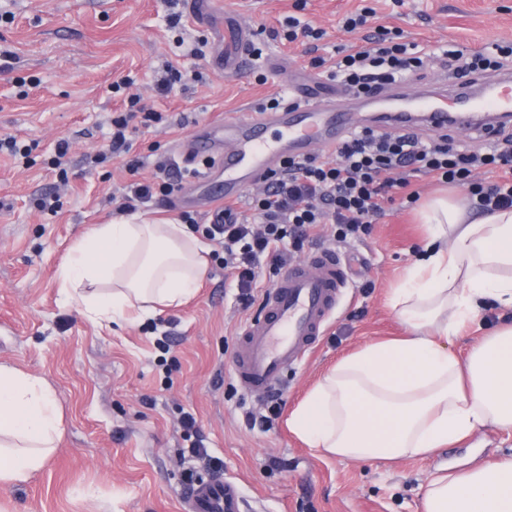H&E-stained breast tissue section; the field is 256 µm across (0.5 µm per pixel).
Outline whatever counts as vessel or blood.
Segmentation results:
<instances>
[{"label": "vessel or blood", "instance_id": "b4317fda", "mask_svg": "<svg viewBox=\"0 0 512 512\" xmlns=\"http://www.w3.org/2000/svg\"><path fill=\"white\" fill-rule=\"evenodd\" d=\"M254 36L251 26L225 15V72L249 68ZM480 83L477 98L420 91L381 96L375 102L376 121L407 129L421 119L434 132L463 129L489 136L494 118L512 113V70L483 75ZM288 98L275 110L205 125L181 146L182 159L204 155L212 160L207 172L193 181L198 198L235 202L245 188L279 173L287 160L334 150L358 126L354 108L338 103L335 92L324 90L321 82L291 85ZM273 127L279 133L271 140L267 132ZM351 278L347 262L331 249L309 255L280 274L265 292L260 314L240 327L234 375L247 391L265 395L288 366L313 349ZM182 503L184 512H243L245 497L237 483L213 480L190 485Z\"/></svg>", "mask_w": 512, "mask_h": 512}]
</instances>
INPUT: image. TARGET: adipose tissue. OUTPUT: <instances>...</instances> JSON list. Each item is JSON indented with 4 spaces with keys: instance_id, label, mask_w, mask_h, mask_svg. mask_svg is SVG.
Wrapping results in <instances>:
<instances>
[{
    "instance_id": "1",
    "label": "adipose tissue",
    "mask_w": 512,
    "mask_h": 512,
    "mask_svg": "<svg viewBox=\"0 0 512 512\" xmlns=\"http://www.w3.org/2000/svg\"><path fill=\"white\" fill-rule=\"evenodd\" d=\"M433 230L390 305L403 336L343 357L294 410L293 431L330 456L420 457L492 425L512 430V322L474 345L450 349L461 325L489 305L512 309V208L476 213L464 197L432 200ZM205 246L183 224L91 226L59 269L66 301L96 324L129 309L152 315L182 303L205 266ZM61 414L46 383L0 364V484L29 480L53 451ZM421 512H512V457L421 488Z\"/></svg>"
}]
</instances>
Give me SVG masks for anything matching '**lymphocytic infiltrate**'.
<instances>
[{"instance_id": "f902f5d3", "label": "lymphocytic infiltrate", "mask_w": 512, "mask_h": 512, "mask_svg": "<svg viewBox=\"0 0 512 512\" xmlns=\"http://www.w3.org/2000/svg\"><path fill=\"white\" fill-rule=\"evenodd\" d=\"M372 42L371 48L340 56L331 79L355 93L374 96L427 67L429 52L414 43L394 41L386 28H378ZM443 57L449 73L463 78L511 64L512 47L448 49ZM162 120V113L139 106L134 98L110 119L106 155L124 159L131 176L118 203L120 211L169 197L182 181L178 174L139 178L143 162L130 153L134 124L148 128ZM419 174L463 188L482 211L512 207V134L497 133L484 148L470 150L457 146L447 133L422 137L410 130H357L332 155L289 161L285 173L269 179L253 196L252 218H240L228 204L200 231L221 248L224 278L247 305L266 275H279L306 247L363 239L387 206H413L420 193L413 189L412 179Z\"/></svg>"}]
</instances>
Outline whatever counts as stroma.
<instances>
[{"instance_id":"1","label":"stroma","mask_w":512,"mask_h":512,"mask_svg":"<svg viewBox=\"0 0 512 512\" xmlns=\"http://www.w3.org/2000/svg\"><path fill=\"white\" fill-rule=\"evenodd\" d=\"M375 11L367 30H398L406 42L483 48L512 45V0H214L206 22L185 0H0V134L30 145V164L0 155V364L40 377L60 408L53 453L24 483L0 484V512H181L188 481L214 478L192 461L180 425L193 413L209 455L224 465L259 512H419L421 484L512 454V437L493 426L419 458L394 462L325 456L288 427L295 406L343 356L404 335L389 305L393 288L417 262L428 229L417 208L392 206L362 242L340 244L356 281L318 343L289 366L282 406L269 429L247 415H269L233 373L240 326L254 316L209 261L195 295L156 314L96 325L62 300L57 278L69 251L93 224L120 221L115 200L130 176L122 159L89 167L104 145L113 111L129 98L163 122L132 140L141 177L180 166L177 149L197 129L244 117L297 80H327L340 48L365 46L366 32L342 20ZM237 12L258 31L257 56L243 74L224 71V15ZM182 25L170 28L171 13ZM323 30L321 67L302 43L279 38L287 17ZM206 38L205 55L182 41ZM173 64L184 76L160 93L155 75ZM132 77L131 85L121 80ZM69 138L64 168L53 164ZM59 196L42 213L37 195Z\"/></svg>"}]
</instances>
